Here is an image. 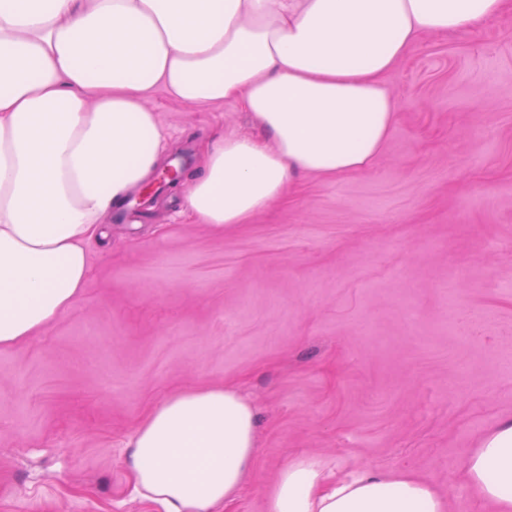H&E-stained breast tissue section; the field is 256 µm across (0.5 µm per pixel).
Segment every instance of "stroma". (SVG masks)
I'll list each match as a JSON object with an SVG mask.
<instances>
[{"instance_id":"obj_1","label":"stroma","mask_w":512,"mask_h":512,"mask_svg":"<svg viewBox=\"0 0 512 512\" xmlns=\"http://www.w3.org/2000/svg\"><path fill=\"white\" fill-rule=\"evenodd\" d=\"M375 165L299 176L248 223H199L158 190L89 242L80 297L0 350V512H157L123 445L169 394L240 386L261 414L227 512H268L286 460L337 477L406 469L448 512H493L460 463L512 417V11L423 36L385 77ZM165 157L252 123L156 87Z\"/></svg>"}]
</instances>
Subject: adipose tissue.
<instances>
[{
  "label": "adipose tissue",
  "mask_w": 512,
  "mask_h": 512,
  "mask_svg": "<svg viewBox=\"0 0 512 512\" xmlns=\"http://www.w3.org/2000/svg\"><path fill=\"white\" fill-rule=\"evenodd\" d=\"M506 0H0V349L65 313L88 240L159 166L156 86L237 101L257 131L203 150L184 193L200 222L242 224L299 174L371 169L397 118L383 81L422 35L495 19ZM258 410L237 387H188L127 439L125 466L162 512H224L243 490ZM466 488L512 512V419L466 456ZM270 512H448L406 471L333 478L289 458Z\"/></svg>",
  "instance_id": "1"
}]
</instances>
